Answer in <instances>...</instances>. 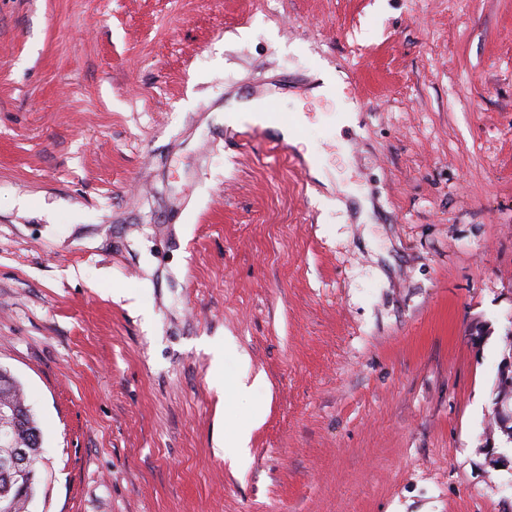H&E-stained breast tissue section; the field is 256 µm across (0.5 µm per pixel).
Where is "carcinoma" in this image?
<instances>
[{
  "label": "carcinoma",
  "mask_w": 512,
  "mask_h": 512,
  "mask_svg": "<svg viewBox=\"0 0 512 512\" xmlns=\"http://www.w3.org/2000/svg\"><path fill=\"white\" fill-rule=\"evenodd\" d=\"M0 405H11L15 413L0 421V426L10 432L7 443L0 442V455L7 448H26L32 458L33 467L41 462V430L31 410L25 404L21 386L5 369L0 368ZM36 486L21 492L9 485L7 478L0 474V512H26L27 506L34 496Z\"/></svg>",
  "instance_id": "carcinoma-1"
}]
</instances>
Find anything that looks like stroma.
I'll return each mask as SVG.
<instances>
[{"mask_svg": "<svg viewBox=\"0 0 512 512\" xmlns=\"http://www.w3.org/2000/svg\"><path fill=\"white\" fill-rule=\"evenodd\" d=\"M234 92L339 191L226 137ZM511 331L512 0H0L30 512H512ZM221 344L264 387L220 397ZM267 111L265 99L243 100L232 96L224 102V123L241 125L244 122H261L264 128L279 133L288 143L297 145L299 140L294 136L293 129L282 126L275 119H266Z\"/></svg>", "mask_w": 512, "mask_h": 512, "instance_id": "stroma-1", "label": "stroma"}]
</instances>
